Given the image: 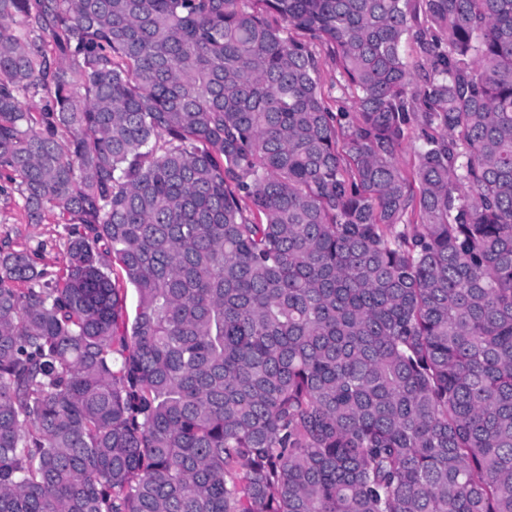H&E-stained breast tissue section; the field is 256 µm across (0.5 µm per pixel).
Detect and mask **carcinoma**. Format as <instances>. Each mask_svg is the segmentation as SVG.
Wrapping results in <instances>:
<instances>
[{"instance_id": "obj_1", "label": "carcinoma", "mask_w": 512, "mask_h": 512, "mask_svg": "<svg viewBox=\"0 0 512 512\" xmlns=\"http://www.w3.org/2000/svg\"><path fill=\"white\" fill-rule=\"evenodd\" d=\"M1 171L0 512H512V0H0ZM314 50L318 57L322 60V89L325 96L329 99L330 104L333 106L334 111L342 109L347 112H354L353 98L350 93L343 94L338 87H336L335 81L336 73L335 66L329 56V50L326 45L315 44ZM336 100V102L334 101ZM420 129L414 120H411L408 130V138L403 143L401 151L397 156V160L401 167L410 170L416 161L417 151L422 145V140L418 139ZM46 212L41 224H28L17 192L0 194V247L27 251L39 269L56 271L66 262L63 224Z\"/></svg>"}]
</instances>
